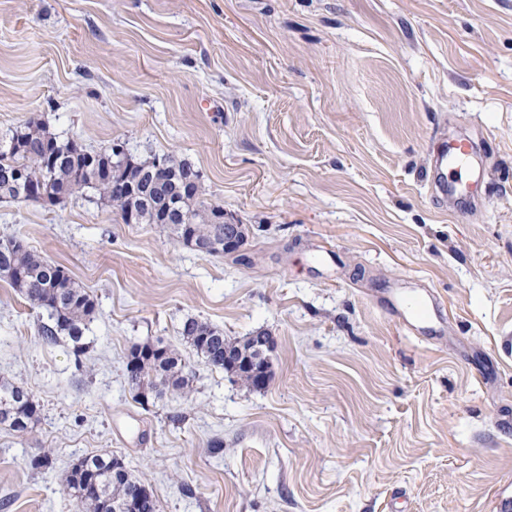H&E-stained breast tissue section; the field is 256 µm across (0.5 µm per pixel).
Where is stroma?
<instances>
[{
    "instance_id": "35a3bbf8",
    "label": "stroma",
    "mask_w": 512,
    "mask_h": 512,
    "mask_svg": "<svg viewBox=\"0 0 512 512\" xmlns=\"http://www.w3.org/2000/svg\"><path fill=\"white\" fill-rule=\"evenodd\" d=\"M31 119L191 163L249 238L209 256L90 191L0 201V237L99 308L77 359L0 278V378L40 406L23 436L0 426V512H78L60 479L88 454L159 512H493L512 481V0H0V134ZM440 126L481 147L464 220L427 187ZM429 293L436 339L392 311ZM189 317L272 336L267 386L208 366ZM147 341L181 352L189 398L133 400Z\"/></svg>"
}]
</instances>
